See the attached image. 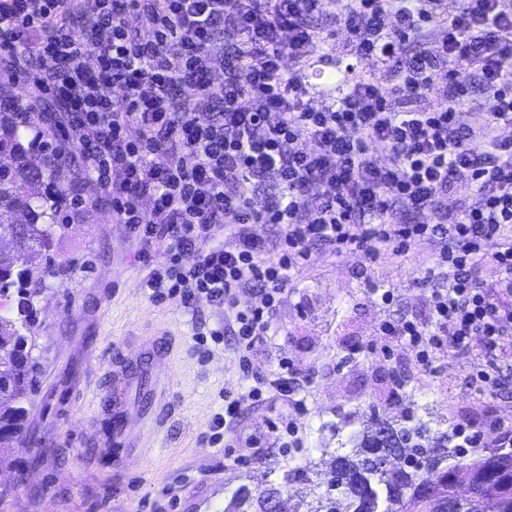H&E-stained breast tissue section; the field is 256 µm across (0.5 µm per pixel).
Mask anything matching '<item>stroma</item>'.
Instances as JSON below:
<instances>
[{
  "label": "stroma",
  "mask_w": 512,
  "mask_h": 512,
  "mask_svg": "<svg viewBox=\"0 0 512 512\" xmlns=\"http://www.w3.org/2000/svg\"><path fill=\"white\" fill-rule=\"evenodd\" d=\"M320 38L303 60L285 58L287 75L302 74L311 104L338 97L333 77L352 69L392 85L395 74L375 59L352 56L347 33L333 13L313 15ZM56 181L75 205L55 241L66 276L47 278L36 308V391L26 405L19 447L0 452V512H226L239 487L259 491L281 482L289 468L312 459L293 498L322 483L328 463L342 455L322 423L337 411L348 428L363 430L373 412L398 415L427 404L453 424L499 420L512 430V370L496 386L478 378L479 351L447 352L423 363L417 349L386 343L383 324L424 320L437 249L423 245L373 262L358 252L337 255L323 241L307 243L304 265L292 274L268 336L249 353L252 376L241 372L232 337L214 341L224 308L206 298L183 304L152 301L143 286L140 243L115 223L112 193L86 191L80 167L60 163ZM391 291L382 303L379 291ZM164 334L171 341L167 369L172 419L162 447L144 449L136 476L112 464V365L126 364L124 342ZM282 379L287 395L248 399L255 377ZM241 397L233 430L263 442L255 459L235 465V441H206L225 398Z\"/></svg>",
  "instance_id": "1"
}]
</instances>
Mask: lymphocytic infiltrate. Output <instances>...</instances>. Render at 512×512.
<instances>
[{"mask_svg":"<svg viewBox=\"0 0 512 512\" xmlns=\"http://www.w3.org/2000/svg\"><path fill=\"white\" fill-rule=\"evenodd\" d=\"M335 0H94L99 22L79 29L82 0H0V66L35 62L39 92L60 102L84 144L91 183L112 192V218L136 233L144 285L153 296H203L224 307L226 334L249 350L271 328L306 245L321 240L368 259L441 242L423 322L388 323L384 335L466 354L483 337L492 354L512 337V0H464L433 53L403 58L427 38L442 0H345L341 17L354 53L390 66L392 86L359 78L316 109L302 78L285 77L317 31L306 16ZM394 16L383 29L385 16ZM224 57V78L211 76ZM93 66H86V59ZM445 101L428 104L440 73ZM478 76L488 106L479 129L463 120L461 73ZM188 87L222 111L203 119L180 98ZM408 102L405 110L394 109ZM397 160L381 168L379 154ZM124 179L113 184V170ZM274 174L277 190L255 209L253 179ZM475 200L447 210L450 179ZM154 206L143 212L141 201ZM434 214L399 224L396 203ZM369 208L373 223L358 222ZM282 224L276 246L255 230ZM496 280L481 278L486 263ZM248 292L257 300L239 307Z\"/></svg>","mask_w":512,"mask_h":512,"instance_id":"1","label":"lymphocytic infiltrate"}]
</instances>
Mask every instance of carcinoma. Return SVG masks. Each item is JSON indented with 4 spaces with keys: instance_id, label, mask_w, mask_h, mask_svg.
I'll return each mask as SVG.
<instances>
[{
    "instance_id": "cac0c4a2",
    "label": "carcinoma",
    "mask_w": 512,
    "mask_h": 512,
    "mask_svg": "<svg viewBox=\"0 0 512 512\" xmlns=\"http://www.w3.org/2000/svg\"><path fill=\"white\" fill-rule=\"evenodd\" d=\"M49 152L42 165L31 164L38 153ZM71 149L46 138L39 113L9 93H0V238L19 237L44 253L45 271L53 273L50 256L57 229L64 226L62 212L66 190L51 185L38 196L36 190L52 181L56 158ZM30 256L0 251V306L16 304L17 316L0 315V450L14 447L24 428L23 402L33 394L38 362L26 332L33 320L34 299L45 283L35 281ZM386 436L372 444L363 437L356 444L361 453L339 456L318 495L313 512H407L418 500L431 495L421 484L420 472L430 469L439 481L454 490L463 472L480 492L481 512H512V449L496 448L483 454L452 445L456 430L430 434L424 419L408 410L397 419H381ZM279 512H299L292 496L265 489L253 496L247 487L236 491L233 501L257 503L254 512H268L271 499Z\"/></svg>"
}]
</instances>
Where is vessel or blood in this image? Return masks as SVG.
<instances>
[{
    "mask_svg": "<svg viewBox=\"0 0 512 512\" xmlns=\"http://www.w3.org/2000/svg\"><path fill=\"white\" fill-rule=\"evenodd\" d=\"M150 349L159 370L154 374L151 384V400L146 411H139L129 399L130 391L138 384L139 378L134 370H116L112 373V421L110 430L112 443L117 452L114 465L126 467L129 457L136 454L141 446L151 442L160 432L169 401L167 388L162 382L160 370L169 354L164 339L152 340Z\"/></svg>",
    "mask_w": 512,
    "mask_h": 512,
    "instance_id": "1",
    "label": "vessel or blood"
}]
</instances>
